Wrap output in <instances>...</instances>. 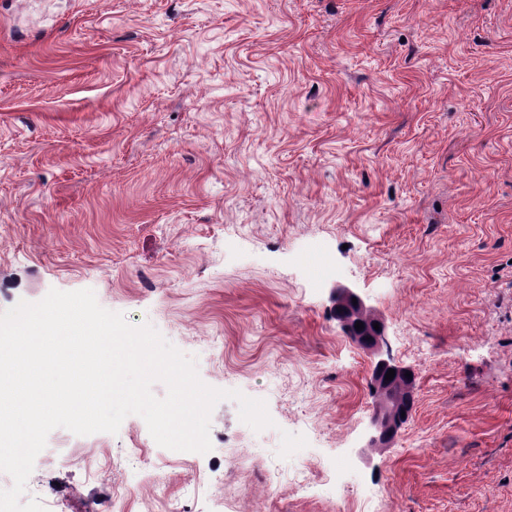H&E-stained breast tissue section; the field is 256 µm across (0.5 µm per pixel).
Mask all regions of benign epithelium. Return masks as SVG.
I'll list each match as a JSON object with an SVG mask.
<instances>
[{
    "mask_svg": "<svg viewBox=\"0 0 512 512\" xmlns=\"http://www.w3.org/2000/svg\"><path fill=\"white\" fill-rule=\"evenodd\" d=\"M332 298L334 305L344 310V317L340 320L343 331L349 335L356 343L365 348L375 358L374 369L371 378V387L381 393L386 394L391 390L389 381L385 380V374L388 370H395L393 382L401 383L407 380L405 377L406 368L400 367L391 362L389 359L382 357L383 332L377 330L372 339L365 341L360 339L356 334V322H368L370 317L367 314L366 307L362 300L357 298L351 289L346 287H338L334 289ZM357 302H352V299ZM373 424L375 434L372 435L368 442L370 448H385L391 442V437L401 426V421L392 415H385L381 412L376 413Z\"/></svg>",
    "mask_w": 512,
    "mask_h": 512,
    "instance_id": "1",
    "label": "benign epithelium"
}]
</instances>
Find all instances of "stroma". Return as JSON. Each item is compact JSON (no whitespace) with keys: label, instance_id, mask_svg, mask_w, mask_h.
Returning <instances> with one entry per match:
<instances>
[{"label":"stroma","instance_id":"35a3bbf8","mask_svg":"<svg viewBox=\"0 0 512 512\" xmlns=\"http://www.w3.org/2000/svg\"><path fill=\"white\" fill-rule=\"evenodd\" d=\"M338 283L414 375L385 449ZM53 288L274 425L54 429L46 512H512V0H0V312Z\"/></svg>","mask_w":512,"mask_h":512}]
</instances>
